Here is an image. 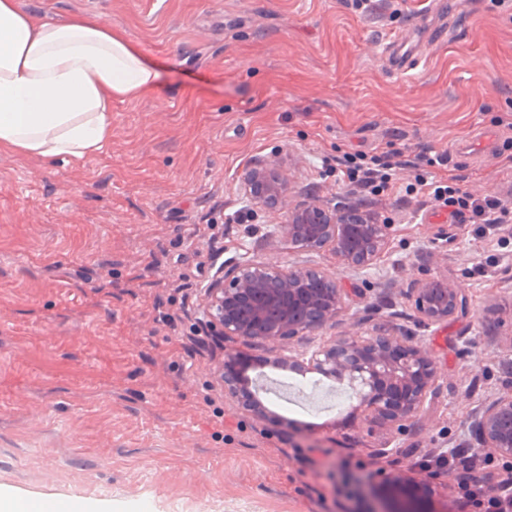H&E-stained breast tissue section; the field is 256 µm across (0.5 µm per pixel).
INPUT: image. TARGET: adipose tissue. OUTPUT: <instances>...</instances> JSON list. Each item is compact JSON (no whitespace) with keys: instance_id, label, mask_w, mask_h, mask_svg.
<instances>
[{"instance_id":"ef3b65f1","label":"adipose tissue","mask_w":512,"mask_h":512,"mask_svg":"<svg viewBox=\"0 0 512 512\" xmlns=\"http://www.w3.org/2000/svg\"><path fill=\"white\" fill-rule=\"evenodd\" d=\"M159 70L92 17L37 21L0 0V154L77 160L112 136V105L159 92Z\"/></svg>"}]
</instances>
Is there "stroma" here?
<instances>
[{"instance_id":"35a3bbf8","label":"stroma","mask_w":512,"mask_h":512,"mask_svg":"<svg viewBox=\"0 0 512 512\" xmlns=\"http://www.w3.org/2000/svg\"><path fill=\"white\" fill-rule=\"evenodd\" d=\"M34 19L97 17L152 62L165 90L113 104L96 155H0V500L76 512H442L458 483L422 457L475 447L472 412L512 384V0H455L448 34L417 27L435 0H20ZM429 147L434 169L495 196L504 223L459 224L403 185L359 193L346 153ZM294 169L296 195L355 203L392 225L377 261L342 271L329 250L274 235L242 200L259 157ZM307 264L351 294L303 350L404 328L434 352L437 397L395 443L420 500L380 484L344 383L294 385L264 369L266 400L293 432L224 399L221 356L195 319L228 258ZM446 277L462 313L420 326L400 295Z\"/></svg>"}]
</instances>
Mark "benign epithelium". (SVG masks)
I'll return each mask as SVG.
<instances>
[{
	"mask_svg": "<svg viewBox=\"0 0 512 512\" xmlns=\"http://www.w3.org/2000/svg\"><path fill=\"white\" fill-rule=\"evenodd\" d=\"M292 172L274 158L258 159L241 182L242 198L286 212L277 235L308 250L330 249L341 266L358 270L385 250L390 224L353 205L291 199ZM420 323L448 321L463 306V295L446 277L417 280L402 290ZM348 289L336 274L297 265L228 259L202 289L197 320L219 340L224 357L216 369L224 396L255 421L291 426L271 411L251 387L239 363L243 350L264 345L263 364L293 372H316L347 379L359 394L357 409L368 431L385 434L371 457L390 462L399 453L392 432L414 421L439 391V372L431 350L411 333L392 329L367 336H344L299 352L295 342L309 330L332 326L346 307ZM469 429L481 448L512 459V390L485 401L471 416Z\"/></svg>",
	"mask_w": 512,
	"mask_h": 512,
	"instance_id": "obj_1",
	"label": "benign epithelium"
}]
</instances>
